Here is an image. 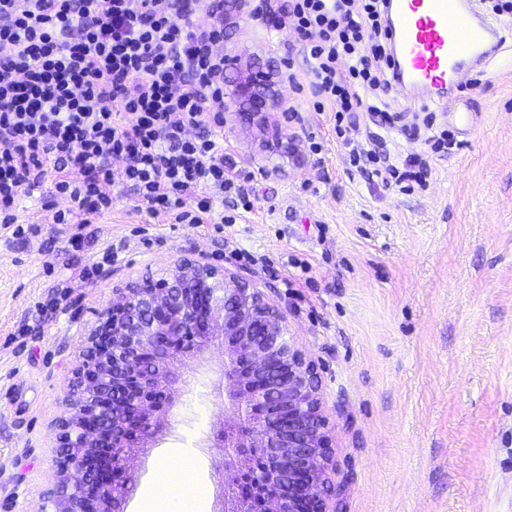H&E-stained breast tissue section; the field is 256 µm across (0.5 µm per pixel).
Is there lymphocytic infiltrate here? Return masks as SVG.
<instances>
[{"label":"lymphocytic infiltrate","mask_w":512,"mask_h":512,"mask_svg":"<svg viewBox=\"0 0 512 512\" xmlns=\"http://www.w3.org/2000/svg\"><path fill=\"white\" fill-rule=\"evenodd\" d=\"M386 0H264L254 18L290 29L309 66L312 106L332 108L336 138L384 187L424 186L429 155L453 146L435 111L403 126L428 156L404 161L355 142L361 119L392 126ZM224 16L218 0H0V227L23 193L51 183L89 224L112 207V161L150 218L201 224L203 189L247 203L224 164Z\"/></svg>","instance_id":"lymphocytic-infiltrate-1"}]
</instances>
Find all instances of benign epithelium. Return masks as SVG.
Returning a JSON list of instances; mask_svg holds the SVG:
<instances>
[{
	"mask_svg": "<svg viewBox=\"0 0 512 512\" xmlns=\"http://www.w3.org/2000/svg\"><path fill=\"white\" fill-rule=\"evenodd\" d=\"M250 0H225L233 28ZM259 72L228 98L236 119L281 138L285 103L263 93ZM274 289L186 251L146 269L95 311L52 426L57 476L42 512H125L136 491L130 461L167 423L185 385L175 365L219 352L224 425L210 437L224 449L222 512H333L336 469L319 366L300 347Z\"/></svg>",
	"mask_w": 512,
	"mask_h": 512,
	"instance_id": "benign-epithelium-1",
	"label": "benign epithelium"
}]
</instances>
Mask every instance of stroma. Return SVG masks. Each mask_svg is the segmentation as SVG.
<instances>
[{
    "label": "stroma",
    "mask_w": 512,
    "mask_h": 512,
    "mask_svg": "<svg viewBox=\"0 0 512 512\" xmlns=\"http://www.w3.org/2000/svg\"><path fill=\"white\" fill-rule=\"evenodd\" d=\"M227 78L273 75L295 107L281 144L224 124V163L241 171L249 209L214 197L213 223H145L119 175L96 223L57 224L63 203L41 187L22 197L23 236L0 231V512H36L56 472L50 425L94 311L142 274L196 248L275 288L297 341L320 367L333 428L336 512H512V53L479 90H456L468 131L432 160L424 189L402 194L351 171L331 109L289 84L308 64L293 31L240 20L220 48ZM112 252L91 280L77 270ZM291 287H282V280ZM191 389L168 426L140 448L126 512H144L163 459H187L191 486L173 485L168 512H219L209 447L224 421L214 390L222 357L178 363Z\"/></svg>",
    "instance_id": "1"
}]
</instances>
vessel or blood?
<instances>
[{
	"mask_svg": "<svg viewBox=\"0 0 512 512\" xmlns=\"http://www.w3.org/2000/svg\"><path fill=\"white\" fill-rule=\"evenodd\" d=\"M394 88L409 103L448 105L453 92L512 39L477 0H388Z\"/></svg>",
	"mask_w": 512,
	"mask_h": 512,
	"instance_id": "b4317fda",
	"label": "vessel or blood"
}]
</instances>
